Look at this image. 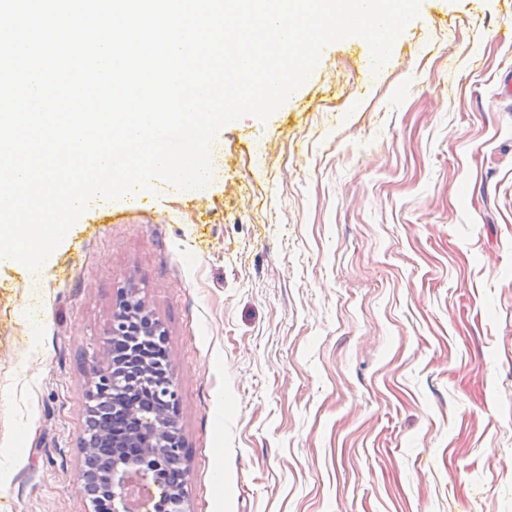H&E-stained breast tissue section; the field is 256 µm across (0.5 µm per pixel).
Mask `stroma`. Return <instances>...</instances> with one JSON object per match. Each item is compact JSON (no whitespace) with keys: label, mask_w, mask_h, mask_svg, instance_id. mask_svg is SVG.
Returning <instances> with one entry per match:
<instances>
[{"label":"stroma","mask_w":512,"mask_h":512,"mask_svg":"<svg viewBox=\"0 0 512 512\" xmlns=\"http://www.w3.org/2000/svg\"><path fill=\"white\" fill-rule=\"evenodd\" d=\"M421 0L359 37L202 190L89 208L0 266V512H92L79 441L121 288L166 333L191 512H512V24Z\"/></svg>","instance_id":"1"}]
</instances>
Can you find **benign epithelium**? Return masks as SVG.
<instances>
[{
    "label": "benign epithelium",
    "instance_id": "benign-epithelium-1",
    "mask_svg": "<svg viewBox=\"0 0 512 512\" xmlns=\"http://www.w3.org/2000/svg\"><path fill=\"white\" fill-rule=\"evenodd\" d=\"M165 336L163 326L138 289H122L113 306L107 340L92 368L87 400L95 402L105 388L124 394V414L133 427L112 435L100 429L91 441L87 439L90 431L85 429L80 437L83 495L90 501L100 489H106L111 495L112 512H135L132 500L139 482L152 488L141 512H157L163 502L170 512H188L185 487L190 468L183 453L178 395ZM117 337H124L129 343L127 356L121 360L112 356V341ZM158 392L162 393L165 406L147 409L140 404V400ZM94 443L113 448L112 465L102 475L96 471ZM138 447L140 458L127 454L126 449Z\"/></svg>",
    "mask_w": 512,
    "mask_h": 512
}]
</instances>
